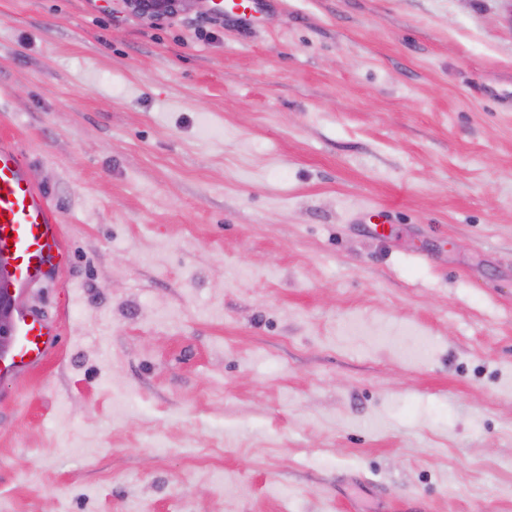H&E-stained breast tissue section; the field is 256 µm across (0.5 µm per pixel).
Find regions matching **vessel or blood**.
I'll return each instance as SVG.
<instances>
[{
  "instance_id": "b4317fda",
  "label": "vessel or blood",
  "mask_w": 512,
  "mask_h": 512,
  "mask_svg": "<svg viewBox=\"0 0 512 512\" xmlns=\"http://www.w3.org/2000/svg\"><path fill=\"white\" fill-rule=\"evenodd\" d=\"M10 249L15 277L27 286L58 271L65 258L48 197L23 169L14 146L0 142V249ZM57 324L32 316L17 327L10 363L26 372L51 352Z\"/></svg>"
}]
</instances>
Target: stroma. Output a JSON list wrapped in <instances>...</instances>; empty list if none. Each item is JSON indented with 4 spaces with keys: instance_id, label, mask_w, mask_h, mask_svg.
<instances>
[{
    "instance_id": "stroma-1",
    "label": "stroma",
    "mask_w": 512,
    "mask_h": 512,
    "mask_svg": "<svg viewBox=\"0 0 512 512\" xmlns=\"http://www.w3.org/2000/svg\"><path fill=\"white\" fill-rule=\"evenodd\" d=\"M0 137L67 253L0 512H512V0H0ZM124 6L139 17L156 22L187 9L196 0H122Z\"/></svg>"
}]
</instances>
